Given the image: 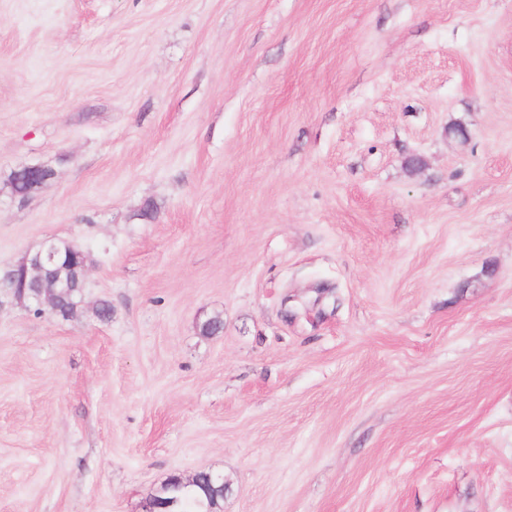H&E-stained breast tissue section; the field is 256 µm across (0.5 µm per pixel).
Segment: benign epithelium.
Wrapping results in <instances>:
<instances>
[{
    "label": "benign epithelium",
    "instance_id": "benign-epithelium-1",
    "mask_svg": "<svg viewBox=\"0 0 512 512\" xmlns=\"http://www.w3.org/2000/svg\"><path fill=\"white\" fill-rule=\"evenodd\" d=\"M25 176L27 191L32 192L55 177V172L45 166H25L17 171ZM57 269L68 271L83 283L88 278V258L82 247L75 243L61 246L54 238L45 239L41 248L32 256L28 255L14 265L0 271V308L6 301L23 304L39 311L49 310L61 317L62 293L43 286V279Z\"/></svg>",
    "mask_w": 512,
    "mask_h": 512
}]
</instances>
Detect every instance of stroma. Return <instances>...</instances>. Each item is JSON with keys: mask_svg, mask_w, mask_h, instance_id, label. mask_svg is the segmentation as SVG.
Wrapping results in <instances>:
<instances>
[{"mask_svg": "<svg viewBox=\"0 0 512 512\" xmlns=\"http://www.w3.org/2000/svg\"><path fill=\"white\" fill-rule=\"evenodd\" d=\"M48 238L0 512H512V0H0V267ZM15 174L25 176L28 192L34 191L55 177V172L51 168L41 165L25 166ZM16 265L0 271L1 298L0 309L8 300L36 308L41 313L44 307L58 318L61 317L60 303L62 293L55 289L46 288L42 282L45 275L57 269H65L76 280H81L83 288L88 278V258L82 247L75 243L66 242L62 247L56 239H45L41 248L32 256L28 255ZM3 274V276H2ZM29 288L27 295L24 294ZM202 472H197L191 479L184 480L182 477H174V480L181 485V487H193L191 491H186L183 488L172 487L169 491L171 499H176V505L173 507L174 512H207L205 511L209 506L213 507L210 512H218V501L208 495L209 489L205 485H198L200 475Z\"/></svg>", "mask_w": 512, "mask_h": 512, "instance_id": "1", "label": "stroma"}]
</instances>
